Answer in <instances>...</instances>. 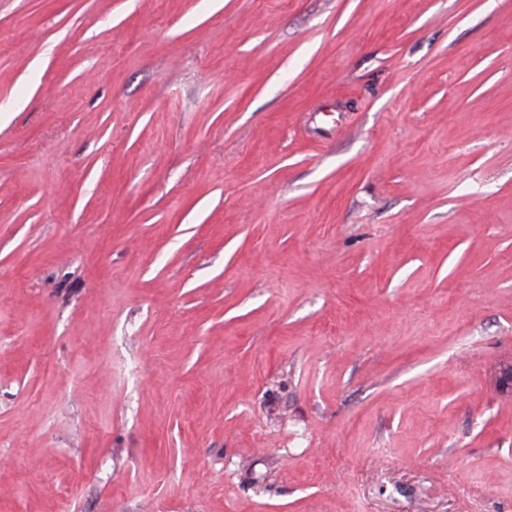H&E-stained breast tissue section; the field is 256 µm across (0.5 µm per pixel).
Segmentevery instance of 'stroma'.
<instances>
[{"label": "stroma", "mask_w": 512, "mask_h": 512, "mask_svg": "<svg viewBox=\"0 0 512 512\" xmlns=\"http://www.w3.org/2000/svg\"><path fill=\"white\" fill-rule=\"evenodd\" d=\"M512 0H0V512H512Z\"/></svg>", "instance_id": "stroma-1"}]
</instances>
